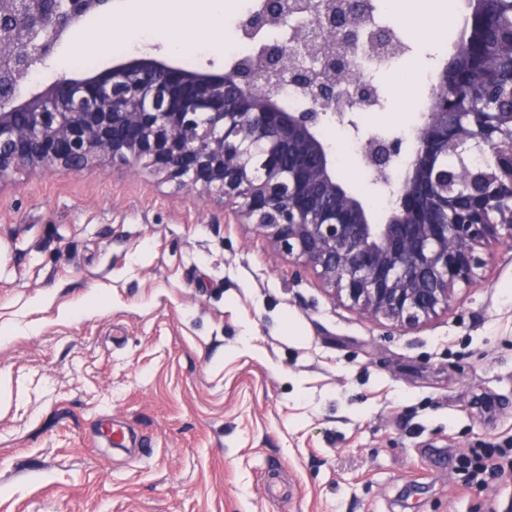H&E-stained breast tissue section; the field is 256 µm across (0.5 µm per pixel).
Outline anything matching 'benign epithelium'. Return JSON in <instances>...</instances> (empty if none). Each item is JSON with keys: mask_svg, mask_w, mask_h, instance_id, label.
<instances>
[{"mask_svg": "<svg viewBox=\"0 0 512 512\" xmlns=\"http://www.w3.org/2000/svg\"><path fill=\"white\" fill-rule=\"evenodd\" d=\"M473 0L467 30L436 75L410 137L370 133L361 160L394 198L383 224L336 178L320 135L327 117L360 133L356 110L377 101L359 58L392 57L389 30L367 27L317 0H263L238 23L255 38L283 32L221 73L153 58L94 76H61L25 97L31 76L112 0H0V186L19 170L75 174L107 158L142 163L176 188L213 191L271 240L277 255L314 271L330 297L370 320L414 327L448 310L458 285L484 266L491 239L512 241V112L497 111L494 56L512 48V18L491 31L489 5ZM290 85L307 100L281 106ZM467 147L455 174L485 159L491 176L462 193L448 186V150Z\"/></svg>", "mask_w": 512, "mask_h": 512, "instance_id": "obj_1", "label": "benign epithelium"}]
</instances>
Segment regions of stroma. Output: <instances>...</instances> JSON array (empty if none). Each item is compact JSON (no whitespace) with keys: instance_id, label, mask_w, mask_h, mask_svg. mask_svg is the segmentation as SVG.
I'll use <instances>...</instances> for the list:
<instances>
[{"instance_id":"stroma-1","label":"stroma","mask_w":512,"mask_h":512,"mask_svg":"<svg viewBox=\"0 0 512 512\" xmlns=\"http://www.w3.org/2000/svg\"><path fill=\"white\" fill-rule=\"evenodd\" d=\"M140 0L91 18L37 73L182 55L146 31L179 24ZM427 0H373L408 51L367 74L380 133L418 123L454 53L459 17ZM248 7L198 0L194 69L221 72ZM337 177L383 223L385 195L357 152ZM449 311L418 328L364 318L273 253L216 195L149 168L21 171L0 187V512H512V476L466 486L472 449L512 448V243ZM125 442L108 441L109 428Z\"/></svg>"}]
</instances>
